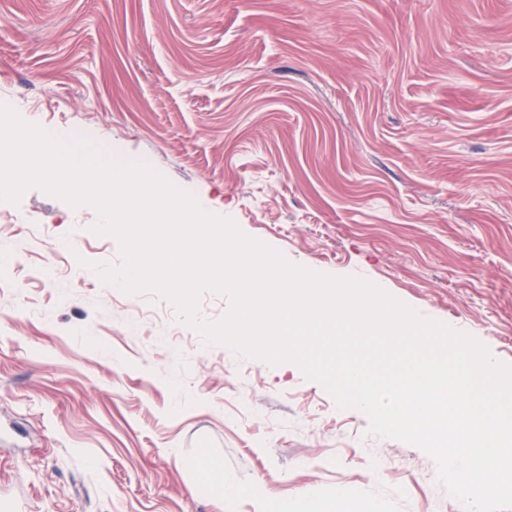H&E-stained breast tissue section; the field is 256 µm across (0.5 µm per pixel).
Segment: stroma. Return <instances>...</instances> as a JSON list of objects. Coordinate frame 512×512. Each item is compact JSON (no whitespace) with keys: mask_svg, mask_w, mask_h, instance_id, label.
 Returning <instances> with one entry per match:
<instances>
[{"mask_svg":"<svg viewBox=\"0 0 512 512\" xmlns=\"http://www.w3.org/2000/svg\"><path fill=\"white\" fill-rule=\"evenodd\" d=\"M0 102L151 166L316 272L367 279L512 364V0H0ZM96 211L0 201V499L10 512H459L434 457L292 363L205 342L87 276ZM390 476H374V459ZM222 500L249 497L258 504V512H314V493L303 489L293 496H279L268 491L263 485L226 484L221 489Z\"/></svg>","mask_w":512,"mask_h":512,"instance_id":"obj_1","label":"stroma"}]
</instances>
